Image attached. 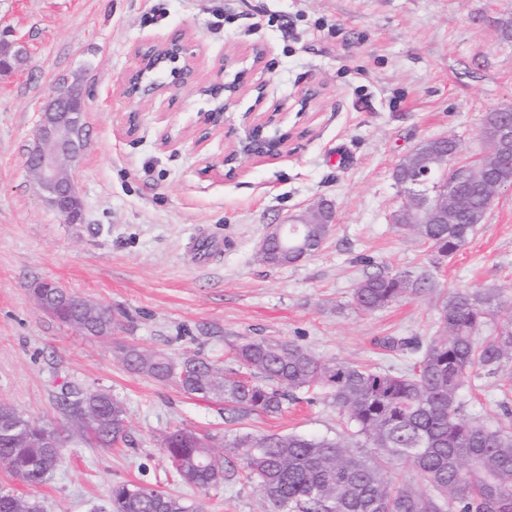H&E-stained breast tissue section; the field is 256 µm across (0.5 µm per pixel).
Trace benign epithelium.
Returning <instances> with one entry per match:
<instances>
[{"instance_id":"obj_1","label":"benign epithelium","mask_w":512,"mask_h":512,"mask_svg":"<svg viewBox=\"0 0 512 512\" xmlns=\"http://www.w3.org/2000/svg\"><path fill=\"white\" fill-rule=\"evenodd\" d=\"M135 57L136 67L122 83V94L130 100L142 99L161 91V85L146 79L148 64L154 70L164 63L180 61L182 66L176 70L180 85L192 83L195 54L191 46L180 38L141 45L136 49ZM246 91L244 83L236 78L210 88V93L219 99V103L203 114L200 140L207 139L214 130L224 129V112ZM499 112L503 120L493 136L486 139L490 151L464 158L459 164L449 161L445 154L436 165L404 181L400 176H395L405 206L436 214L457 209L463 204L456 190L457 184L470 181L473 174L479 171L486 172L483 185L487 186L489 195L493 196L503 188L511 189V183L489 176V172L498 168L504 160L512 158V108H501ZM275 122L276 113L272 112L250 123L244 136L231 139V145L222 159V164L228 167L227 174L235 173L244 158H273L288 149L285 137L265 134V129ZM85 145L86 116L82 89L79 84L62 77L40 112L34 145L28 158L40 194L69 224L82 223L83 211L78 189L71 175L67 174L66 167L81 156ZM290 223L306 224L308 220L294 216L287 224L274 225L261 241L260 250L265 253L272 244L280 241Z\"/></svg>"}]
</instances>
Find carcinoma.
<instances>
[{
    "label": "carcinoma",
    "mask_w": 512,
    "mask_h": 512,
    "mask_svg": "<svg viewBox=\"0 0 512 512\" xmlns=\"http://www.w3.org/2000/svg\"><path fill=\"white\" fill-rule=\"evenodd\" d=\"M459 142L427 140L400 162L409 175ZM468 200L451 224H426L413 209L399 212L397 230L411 234L442 256H452L483 223L492 200L467 183ZM332 225H288L287 250L260 256L270 266L298 263L318 252ZM430 288L425 278L382 267L356 284L353 301L372 312ZM93 335L120 328L112 311L90 307ZM442 334L415 345V358L400 372L380 371L338 358L321 360L294 341L256 338L240 344L224 365L193 354L179 361L116 343L115 354L131 371L175 382L184 392L224 401L242 417L273 415L288 400L318 388L343 416L346 432L335 438L242 432L217 454L207 439L179 428L164 441L174 474L185 484L217 488L243 476L254 483L272 512H512V427L491 426L460 413L461 391L480 371L512 364V308L491 291L453 292L441 303ZM493 334L475 336L486 322ZM56 428L0 404V464L20 482L37 486L60 463L46 437L70 431L100 448L127 443L126 407L108 392H68ZM404 464L412 476L395 482L390 471ZM0 512H44L29 496L0 491ZM108 512H196L165 491L118 484Z\"/></svg>",
    "instance_id": "cac0c4a2"
}]
</instances>
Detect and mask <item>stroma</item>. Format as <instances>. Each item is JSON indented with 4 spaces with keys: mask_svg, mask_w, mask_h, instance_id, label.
<instances>
[{
    "mask_svg": "<svg viewBox=\"0 0 512 512\" xmlns=\"http://www.w3.org/2000/svg\"><path fill=\"white\" fill-rule=\"evenodd\" d=\"M510 19L512 0H0V43L27 47L18 68L0 73V401L60 424L63 392L106 391L124 401L129 434L112 449L66 444L61 467L35 487L0 466V489L37 497L46 512H99L116 484L170 492L199 512H270L240 479L208 491L177 482L164 436L190 428L219 450L242 429L333 437L344 428L336 408L318 399L234 419L222 401L129 370L113 340L225 360L267 336L392 370L410 357L383 341L438 335L449 293L492 289L512 306V188L495 195L451 258L391 221L403 202L393 170L405 155L446 136L484 151L486 115L512 105V38L502 34ZM175 36L196 52L193 84L172 86L165 64L157 76L168 91L129 102L120 84L135 48ZM64 75L79 77L86 106V148L72 168L79 224L38 195L26 164L41 106ZM237 76L263 93L241 96L226 127L242 129L248 112L280 113L291 151L243 160L228 177V139L200 140L199 119L216 105L208 88ZM324 202L335 222L318 253L282 267L258 261L271 225ZM203 235L222 239L224 253L200 268L192 246ZM368 257L426 272L432 286L359 312L353 289ZM42 281L110 308L121 323L116 339L41 309L32 291ZM460 402L467 417L512 420V370L481 374Z\"/></svg>",
    "mask_w": 512,
    "mask_h": 512,
    "instance_id": "obj_1",
    "label": "stroma"
}]
</instances>
